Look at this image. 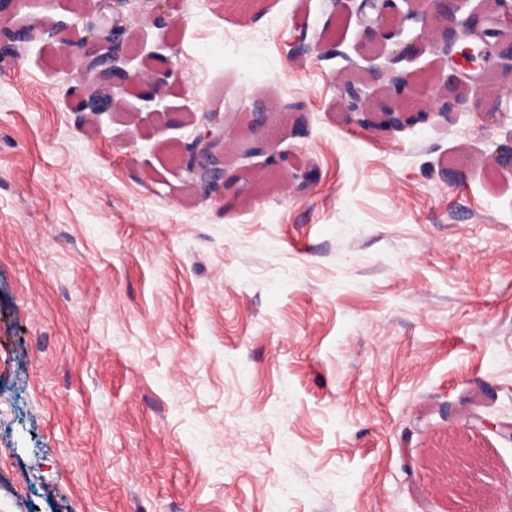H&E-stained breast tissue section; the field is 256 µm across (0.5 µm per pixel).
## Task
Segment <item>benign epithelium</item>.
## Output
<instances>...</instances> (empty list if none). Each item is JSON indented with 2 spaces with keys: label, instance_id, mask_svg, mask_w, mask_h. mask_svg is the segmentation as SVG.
<instances>
[{
  "label": "benign epithelium",
  "instance_id": "1",
  "mask_svg": "<svg viewBox=\"0 0 512 512\" xmlns=\"http://www.w3.org/2000/svg\"><path fill=\"white\" fill-rule=\"evenodd\" d=\"M359 2L354 7L352 3ZM172 0H140L142 9L136 13L137 23L158 28H171L175 21L171 16ZM348 4L359 17L368 22L365 31L369 40L392 45L389 52V67L385 70L370 67V79L383 83L386 97L379 103L377 111H371L369 94L355 86L346 85L341 96L349 121L359 127L374 124L381 131L394 133L405 130L419 116L415 112L418 102L429 118L442 122L448 120V113L441 111V104L453 95L471 104L467 114L478 116L484 123L492 124L501 115L503 98L487 92L482 86L481 65L463 56L448 57L453 44L459 40H477L486 47L496 50V73H504L507 80H498L499 90H512V0H493V19L477 11L465 12L470 0H418L420 6L404 16L398 15L396 0H336V4ZM412 21L421 25V33L410 39H402L403 25ZM42 26L38 20H19L4 27L19 34L21 46L38 40L37 31ZM65 35L70 42L80 45L78 53L63 47L71 65L68 75L74 78L89 77L93 87L81 90L78 101L92 100L95 108L84 113V122L99 126L103 116H112L114 100L119 95H133L145 103L155 101L172 85L170 79L177 76L171 58L154 51L150 55L151 66L133 71L126 65L136 55L137 49L122 38V32L104 23L89 19V14H75V21L67 26ZM425 41L434 51L440 53L437 68L428 81L416 85L414 74L399 70L397 65L412 60L420 51V41ZM123 64L121 78L109 75L115 62ZM451 73H446V69ZM235 117L227 111L208 112L204 129L195 134L184 151L172 157L171 165L179 174L193 183L201 198L226 195L227 184L237 185L238 176L227 168L229 159L248 160L274 149L265 137L270 122V113L257 107L248 113L247 124L251 138L244 141L232 140L226 130V121ZM490 159L497 170L512 174V132L504 142L495 144ZM468 426L474 430H486L512 443V423L498 424L473 412ZM444 489L448 497L462 496L469 491V482L459 471L448 469L444 478Z\"/></svg>",
  "mask_w": 512,
  "mask_h": 512
}]
</instances>
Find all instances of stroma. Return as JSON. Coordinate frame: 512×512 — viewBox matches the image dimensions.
<instances>
[{
    "label": "stroma",
    "mask_w": 512,
    "mask_h": 512,
    "mask_svg": "<svg viewBox=\"0 0 512 512\" xmlns=\"http://www.w3.org/2000/svg\"><path fill=\"white\" fill-rule=\"evenodd\" d=\"M179 89L131 134L62 95L58 46L0 56V512H512V129L350 125L369 41L334 0H173ZM262 96L275 155L201 201L168 153ZM462 174L451 182L446 170ZM495 148L490 152V159L498 171L512 174V132L508 134L504 142L494 144ZM468 426L473 430H486L496 433L499 437L512 442V423L498 424L491 422L478 412H472L468 418Z\"/></svg>",
    "instance_id": "obj_1"
}]
</instances>
